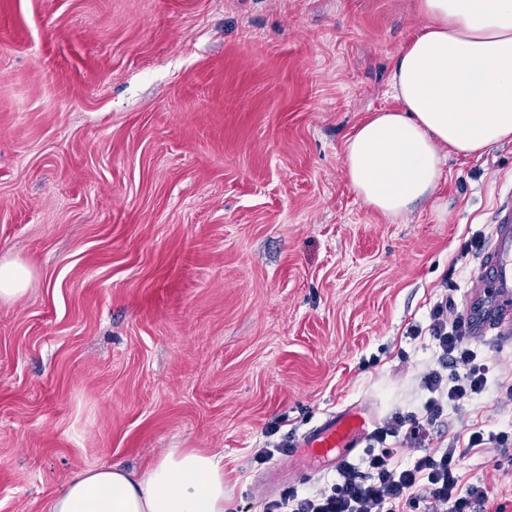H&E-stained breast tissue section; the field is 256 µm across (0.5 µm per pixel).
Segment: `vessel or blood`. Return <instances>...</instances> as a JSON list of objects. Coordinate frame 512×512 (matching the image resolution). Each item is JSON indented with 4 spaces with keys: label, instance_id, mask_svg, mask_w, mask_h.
Returning <instances> with one entry per match:
<instances>
[{
    "label": "vessel or blood",
    "instance_id": "1",
    "mask_svg": "<svg viewBox=\"0 0 512 512\" xmlns=\"http://www.w3.org/2000/svg\"><path fill=\"white\" fill-rule=\"evenodd\" d=\"M495 232L460 310L465 338L512 336V192L499 200L493 216ZM370 416L344 410L328 416L299 442L301 453L332 466L359 450L368 435Z\"/></svg>",
    "mask_w": 512,
    "mask_h": 512
}]
</instances>
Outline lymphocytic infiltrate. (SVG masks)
<instances>
[{"label": "lymphocytic infiltrate", "mask_w": 512, "mask_h": 512, "mask_svg": "<svg viewBox=\"0 0 512 512\" xmlns=\"http://www.w3.org/2000/svg\"><path fill=\"white\" fill-rule=\"evenodd\" d=\"M462 327L461 319L449 318L447 302L434 306L428 331L439 366L423 376L430 393L425 417H392L378 432L379 446L368 453L364 470L342 469L330 487L309 495L288 491L272 503L273 512H470L472 505L488 502L483 487L461 490L456 442L410 466L395 463L394 449L385 445L387 438L402 434L414 443L425 441V418L440 415L445 405L464 404L486 387L488 369L465 342Z\"/></svg>", "instance_id": "f902f5d3"}]
</instances>
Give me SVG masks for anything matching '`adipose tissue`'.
Wrapping results in <instances>:
<instances>
[{"label":"adipose tissue","mask_w":512,"mask_h":512,"mask_svg":"<svg viewBox=\"0 0 512 512\" xmlns=\"http://www.w3.org/2000/svg\"><path fill=\"white\" fill-rule=\"evenodd\" d=\"M425 27L396 56L395 107L345 144L350 187L395 219L429 199L448 153L479 156L512 142V0H418ZM47 512H227L224 458L170 448L142 473L76 471Z\"/></svg>","instance_id":"obj_1"}]
</instances>
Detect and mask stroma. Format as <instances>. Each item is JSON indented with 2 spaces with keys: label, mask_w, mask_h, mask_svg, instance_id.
Masks as SVG:
<instances>
[{
  "label": "stroma",
  "mask_w": 512,
  "mask_h": 512,
  "mask_svg": "<svg viewBox=\"0 0 512 512\" xmlns=\"http://www.w3.org/2000/svg\"><path fill=\"white\" fill-rule=\"evenodd\" d=\"M417 2L0 0V258L32 271L0 302V512L169 448L223 454L234 512H267L335 479L262 488L326 414L423 415L430 314L472 284L512 143L449 155L396 219L350 188ZM475 348L483 392L387 444L459 441L462 489L512 512V339Z\"/></svg>",
  "instance_id": "obj_1"
}]
</instances>
